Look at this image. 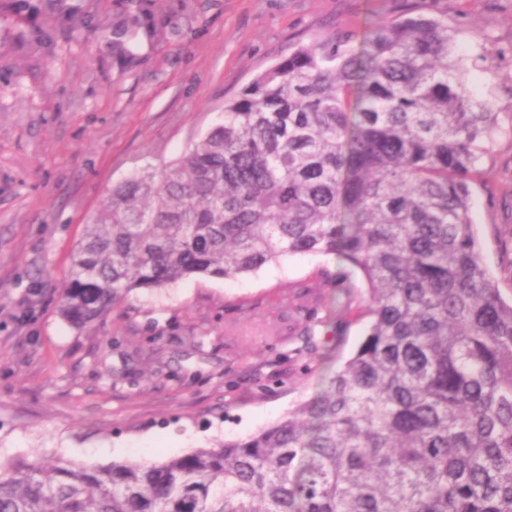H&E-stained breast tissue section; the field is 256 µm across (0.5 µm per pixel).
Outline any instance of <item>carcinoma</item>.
I'll list each match as a JSON object with an SVG mask.
<instances>
[{
  "instance_id": "cac0c4a2",
  "label": "carcinoma",
  "mask_w": 512,
  "mask_h": 512,
  "mask_svg": "<svg viewBox=\"0 0 512 512\" xmlns=\"http://www.w3.org/2000/svg\"><path fill=\"white\" fill-rule=\"evenodd\" d=\"M448 8L298 47L162 169L112 188L59 313L82 328L134 291L335 254L368 285L353 355L247 439L156 462L0 463V512H512V302L469 216L495 124ZM152 35L139 14L113 49Z\"/></svg>"
}]
</instances>
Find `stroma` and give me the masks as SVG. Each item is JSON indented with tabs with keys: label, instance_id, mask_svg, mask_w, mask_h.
Instances as JSON below:
<instances>
[{
	"label": "stroma",
	"instance_id": "obj_1",
	"mask_svg": "<svg viewBox=\"0 0 512 512\" xmlns=\"http://www.w3.org/2000/svg\"><path fill=\"white\" fill-rule=\"evenodd\" d=\"M400 0H0V461L164 460L253 435L347 361L366 284L339 257L130 294L75 329L58 291L91 216L133 169L178 160L299 45L360 37ZM471 93L496 114L471 220L512 300V0H448ZM149 15L128 65L112 27ZM50 28L52 43L17 40ZM314 338H307L306 328Z\"/></svg>",
	"mask_w": 512,
	"mask_h": 512
}]
</instances>
